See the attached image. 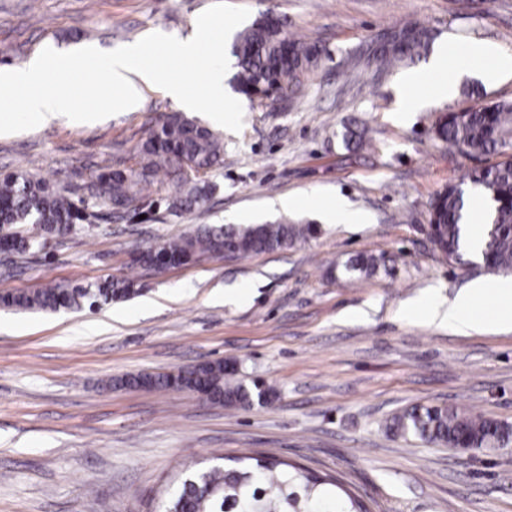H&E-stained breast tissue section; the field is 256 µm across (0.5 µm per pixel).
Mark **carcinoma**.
<instances>
[{
  "instance_id": "obj_1",
  "label": "carcinoma",
  "mask_w": 512,
  "mask_h": 512,
  "mask_svg": "<svg viewBox=\"0 0 512 512\" xmlns=\"http://www.w3.org/2000/svg\"><path fill=\"white\" fill-rule=\"evenodd\" d=\"M392 39L374 50L381 67L425 57L433 37L429 30L403 26L390 30ZM326 50L317 42L288 31L287 21L265 13L237 33L238 90L252 108L275 111V103L300 94L317 71ZM436 136L450 150L472 155L500 154L512 146V101L465 108L443 116ZM224 154V140L200 122L178 113L153 121L148 138L138 149V167L102 170L94 196L115 212L135 211L148 186L165 193L172 209L204 204L214 192L207 175ZM469 182L475 194L494 204L482 241L488 271H512V157L473 169ZM473 202L461 186L450 184L432 200L429 226L434 244L450 262H464L463 238ZM103 218L49 183L21 173L0 177V228L25 224L27 235L15 231L0 236L13 253L41 250L52 239L90 236ZM313 233L310 226L286 216L272 223L200 226L160 244L156 251H140L135 262L154 269L171 260L196 262L223 255L229 259L275 252ZM384 257L358 255L341 265L345 274H374ZM130 283L106 280L96 287L65 286L49 282L34 292L0 295V306L16 310L56 313L63 309L93 308L126 295ZM135 387L208 392L226 407H248L254 400L268 402L271 391L249 387L237 370L222 362H208L180 373L172 384L167 373L137 376L126 381ZM389 429L403 438L457 448L468 441L479 449L512 443V426L448 406L414 405L394 415ZM156 512H370L359 497L331 475H321L277 457L242 454L224 458V464L178 474L159 501Z\"/></svg>"
}]
</instances>
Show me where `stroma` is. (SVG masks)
Returning a JSON list of instances; mask_svg holds the SVG:
<instances>
[{"label":"stroma","instance_id":"1","mask_svg":"<svg viewBox=\"0 0 512 512\" xmlns=\"http://www.w3.org/2000/svg\"><path fill=\"white\" fill-rule=\"evenodd\" d=\"M214 0H0V69L43 48L112 51L150 29L188 33ZM270 12L328 51L302 94L273 112L243 111L222 130L224 158L205 205L146 218L113 215L92 236L49 242L0 262V294L54 281H131L129 297L57 313L0 309V512H153L174 476L243 453L336 475L372 512H512V448L457 452L388 429L421 405L463 407L512 424V329L459 335L401 307L421 295L451 301L477 280L511 284L482 262H448L427 236L429 205L494 154L449 150L441 116L512 100V76L488 83L461 48L480 40L512 54V0H231ZM402 25L448 47L452 98L395 120L398 77L371 49ZM162 89L140 108L94 124L63 118L0 135V173L22 172L88 198L100 166L127 169L150 117L173 112ZM356 121L368 146L346 149ZM344 197L368 218L318 224L285 250L206 258L157 270L136 252L202 224L270 220L283 196ZM386 255L385 269L337 276L350 257ZM241 295L223 303L224 291ZM275 389L271 403L227 409L193 392L130 389L121 378L203 361Z\"/></svg>","mask_w":512,"mask_h":512}]
</instances>
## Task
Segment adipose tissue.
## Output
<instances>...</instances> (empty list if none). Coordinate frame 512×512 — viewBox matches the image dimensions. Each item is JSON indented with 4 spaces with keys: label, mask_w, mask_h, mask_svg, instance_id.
<instances>
[{
    "label": "adipose tissue",
    "mask_w": 512,
    "mask_h": 512,
    "mask_svg": "<svg viewBox=\"0 0 512 512\" xmlns=\"http://www.w3.org/2000/svg\"><path fill=\"white\" fill-rule=\"evenodd\" d=\"M447 67L448 50L442 47L433 55L428 70L409 71L402 75L400 85L409 92L421 86L428 75H438L439 80L433 87L435 92L433 99H414L410 96L406 98L403 108L397 114L400 121H409L412 112L428 106L430 101L443 102L452 97L453 83L441 77ZM278 207L288 211L298 208L314 209L321 212L330 224H362L366 221L364 215L351 210L339 197L325 204L314 197L289 196L279 199ZM400 314L408 319L419 317L447 326L449 330L459 334L481 328L512 326V289L477 282L460 293L451 303L442 305L431 298L421 297L405 304Z\"/></svg>",
    "instance_id": "ef3b65f1"
}]
</instances>
